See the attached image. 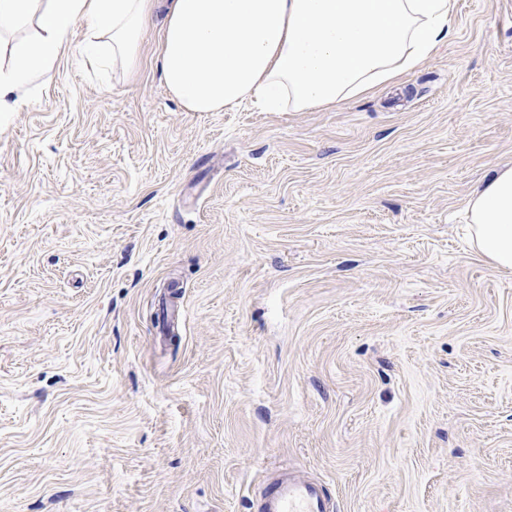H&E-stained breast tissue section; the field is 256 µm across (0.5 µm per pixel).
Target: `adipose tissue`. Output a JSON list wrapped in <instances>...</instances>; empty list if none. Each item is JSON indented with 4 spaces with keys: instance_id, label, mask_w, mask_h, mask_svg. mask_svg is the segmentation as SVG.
Instances as JSON below:
<instances>
[{
    "instance_id": "1",
    "label": "adipose tissue",
    "mask_w": 512,
    "mask_h": 512,
    "mask_svg": "<svg viewBox=\"0 0 512 512\" xmlns=\"http://www.w3.org/2000/svg\"><path fill=\"white\" fill-rule=\"evenodd\" d=\"M452 9L453 0H0V112L55 67L80 25L88 58L137 74L155 19L165 85L188 111L329 109L421 67L447 39ZM466 213L472 248L512 272V166L486 176Z\"/></svg>"
}]
</instances>
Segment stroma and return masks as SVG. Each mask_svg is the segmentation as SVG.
Returning a JSON list of instances; mask_svg holds the SVG:
<instances>
[{"label": "stroma", "mask_w": 512, "mask_h": 512, "mask_svg": "<svg viewBox=\"0 0 512 512\" xmlns=\"http://www.w3.org/2000/svg\"><path fill=\"white\" fill-rule=\"evenodd\" d=\"M83 29L0 116V512H512V273L464 207L512 166V0L407 88L191 112ZM260 512H330L322 486L289 477L273 483L265 492Z\"/></svg>", "instance_id": "obj_1"}]
</instances>
